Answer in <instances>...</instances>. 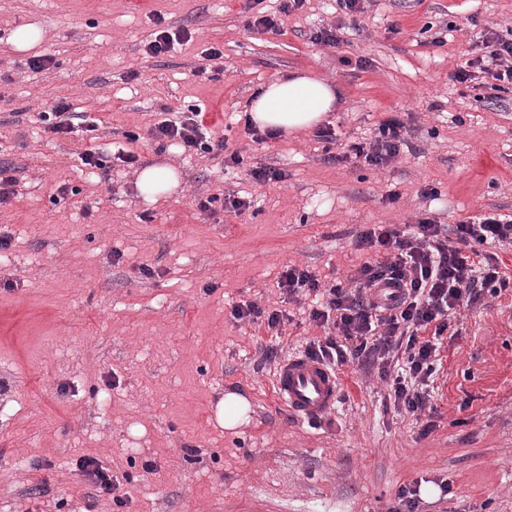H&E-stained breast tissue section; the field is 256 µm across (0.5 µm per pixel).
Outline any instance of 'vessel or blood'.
I'll list each match as a JSON object with an SVG mask.
<instances>
[{"instance_id":"b4317fda","label":"vessel or blood","mask_w":512,"mask_h":512,"mask_svg":"<svg viewBox=\"0 0 512 512\" xmlns=\"http://www.w3.org/2000/svg\"><path fill=\"white\" fill-rule=\"evenodd\" d=\"M339 390L335 371L302 354L282 361L273 376L276 403L302 420H317L333 411Z\"/></svg>"}]
</instances>
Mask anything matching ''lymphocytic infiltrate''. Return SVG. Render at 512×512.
Wrapping results in <instances>:
<instances>
[{
    "label": "lymphocytic infiltrate",
    "instance_id": "f902f5d3",
    "mask_svg": "<svg viewBox=\"0 0 512 512\" xmlns=\"http://www.w3.org/2000/svg\"><path fill=\"white\" fill-rule=\"evenodd\" d=\"M479 73L500 82L502 91L512 90V39L487 36L455 79L464 83ZM405 132L400 116L389 113L369 141L350 144L347 155L370 166H387L405 145ZM152 135L160 145L190 154L224 148L223 140L206 136L202 111L193 106L157 122ZM483 244L512 246V218L489 216L451 227L423 218L403 233L373 225L356 237L368 259L349 288L322 287L312 272L287 266L280 289L295 298L306 293L322 297L310 318L327 334L307 342L305 355L332 369L351 362L377 368L395 404L425 414L432 405L426 385L437 371L441 338L457 307L478 302L484 292L512 288L511 273L485 263L479 251Z\"/></svg>",
    "mask_w": 512,
    "mask_h": 512
}]
</instances>
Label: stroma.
I'll list each match as a JSON object with an SVG mask.
<instances>
[{
  "mask_svg": "<svg viewBox=\"0 0 512 512\" xmlns=\"http://www.w3.org/2000/svg\"><path fill=\"white\" fill-rule=\"evenodd\" d=\"M283 5L0 0V97L14 102L0 110V168L17 178L0 206L11 237L0 261V512H57L62 499L69 512H389L399 489L415 486L418 512H512V290L462 309L428 386L437 414L426 437L378 373L353 364L338 373L334 412L295 420L278 408L276 365L264 358L324 334L309 299L278 288L285 265L346 287L366 259L354 244L366 227L512 214V92L454 79L484 33L512 36V0H366L356 16L336 0ZM260 14L275 28L252 26ZM26 25L43 33L27 53L12 44ZM162 25L190 39L148 56ZM323 29L338 45L314 42ZM215 45L224 71L211 81L198 69ZM33 54L56 64L32 71ZM294 72L336 89L331 147L310 130L264 143L244 130L255 90ZM62 98L100 120L97 137L43 132L38 113ZM191 105L224 154L188 155L152 137L165 113ZM388 112L410 127L395 161H326ZM128 130L140 135L131 145ZM125 145L139 168L93 174L81 162ZM236 151L245 168L275 167L287 180L258 184L225 168ZM151 165L179 175L153 203L137 187ZM429 184L438 199L421 197ZM226 190L253 207L199 210ZM244 301L287 320L276 332L235 320ZM229 391L253 411L234 435L216 419ZM82 456L111 468L114 494L89 485Z\"/></svg>",
  "mask_w": 512,
  "mask_h": 512,
  "instance_id": "1",
  "label": "stroma"
}]
</instances>
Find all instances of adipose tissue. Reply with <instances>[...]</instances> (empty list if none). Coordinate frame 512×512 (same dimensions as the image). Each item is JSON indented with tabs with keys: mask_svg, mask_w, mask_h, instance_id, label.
<instances>
[{
	"mask_svg": "<svg viewBox=\"0 0 512 512\" xmlns=\"http://www.w3.org/2000/svg\"><path fill=\"white\" fill-rule=\"evenodd\" d=\"M337 100L325 80L291 74L263 85L249 107L253 123L262 129L291 132L319 125Z\"/></svg>",
	"mask_w": 512,
	"mask_h": 512,
	"instance_id": "adipose-tissue-1",
	"label": "adipose tissue"
}]
</instances>
